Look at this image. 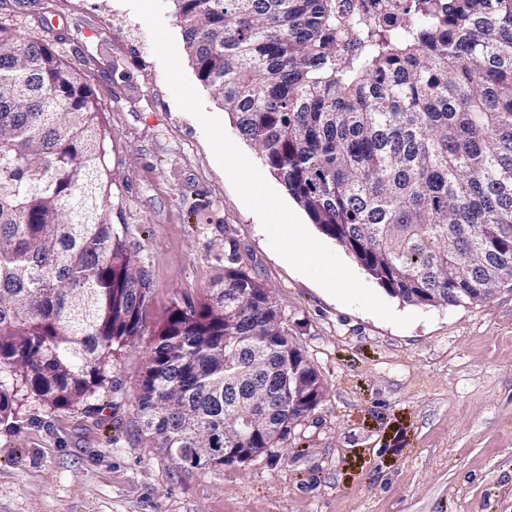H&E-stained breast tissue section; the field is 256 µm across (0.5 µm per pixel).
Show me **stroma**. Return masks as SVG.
Returning <instances> with one entry per match:
<instances>
[{
  "instance_id": "stroma-1",
  "label": "stroma",
  "mask_w": 512,
  "mask_h": 512,
  "mask_svg": "<svg viewBox=\"0 0 512 512\" xmlns=\"http://www.w3.org/2000/svg\"><path fill=\"white\" fill-rule=\"evenodd\" d=\"M0 23L77 64L99 99L107 204L152 282L105 392L53 413L30 398L0 426V512H512V283L437 307L377 288L414 315L405 328L341 303L272 250L121 0H7ZM232 256L324 395L280 456L184 467L149 447L133 397L173 306L207 298Z\"/></svg>"
}]
</instances>
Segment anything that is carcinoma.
<instances>
[{"label": "carcinoma", "mask_w": 512, "mask_h": 512, "mask_svg": "<svg viewBox=\"0 0 512 512\" xmlns=\"http://www.w3.org/2000/svg\"><path fill=\"white\" fill-rule=\"evenodd\" d=\"M197 79L321 232L403 302L512 281V0H172ZM97 96L48 45L0 25V425L109 384L152 285L112 223ZM262 347V364L251 346ZM302 352L231 256L175 306L134 404L153 448L224 465L237 382ZM260 401L288 412L274 385Z\"/></svg>", "instance_id": "1"}]
</instances>
